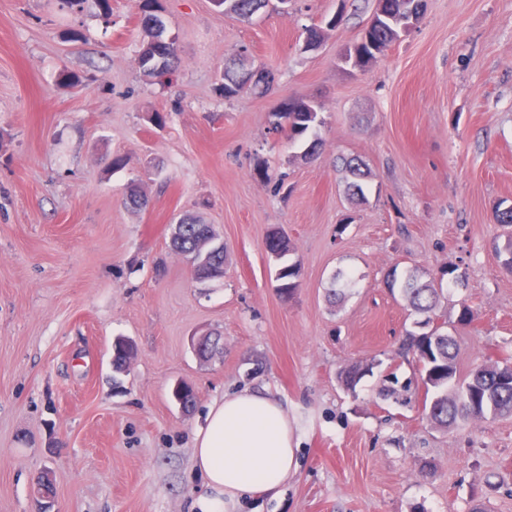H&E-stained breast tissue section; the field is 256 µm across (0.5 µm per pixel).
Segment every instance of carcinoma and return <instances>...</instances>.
Instances as JSON below:
<instances>
[{"label":"carcinoma","instance_id":"cac0c4a2","mask_svg":"<svg viewBox=\"0 0 512 512\" xmlns=\"http://www.w3.org/2000/svg\"><path fill=\"white\" fill-rule=\"evenodd\" d=\"M142 17L145 40L138 51L137 63L143 75L151 82L169 85L177 71V48L175 40H163L157 29L163 27L155 15L157 0H137ZM270 0H212L214 8L229 16L248 19L268 7ZM423 8V0H375L374 10L369 17L362 36L356 42L357 54L352 67L363 69L376 56L387 51L399 38L402 21L410 18ZM274 70L262 66L251 70L224 68L220 75L218 92L226 99L244 92L264 93L276 84ZM324 125L322 106H315L302 98H290L282 102L274 113L272 130L284 133L288 142L303 144L305 149L300 158L308 160L316 155L320 147L318 130ZM345 172L346 189L358 202L367 201L364 186L371 176L365 162L358 157L339 158ZM217 236L209 224H201L191 218H181L174 224L171 246L178 253L198 264L199 252L210 251L213 261L224 265V244L216 242ZM265 245L276 249L281 256L283 273L281 281L287 284V291L280 297L289 300L297 290L300 265L290 260L295 248L291 240L278 230L272 231L265 239ZM456 288L468 287L466 274L460 266L450 265L439 276L423 281L417 270L408 269L401 279L390 280V287H399L403 299L417 320H434L435 310L442 291L443 280ZM355 285L352 276L342 272L333 277L331 292L342 298L344 291ZM416 332H406L407 350L413 352L419 362L420 379H428L426 391L431 393L428 410L431 421L442 428L460 422L479 421L489 416L512 413V386L501 383L502 366L484 363L475 368L462 382L457 381L456 359L459 354L457 340L445 329V324L435 330V348L425 352L419 349Z\"/></svg>","mask_w":512,"mask_h":512}]
</instances>
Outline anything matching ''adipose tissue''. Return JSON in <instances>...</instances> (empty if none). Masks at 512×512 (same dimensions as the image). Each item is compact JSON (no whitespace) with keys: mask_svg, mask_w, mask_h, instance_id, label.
<instances>
[{"mask_svg":"<svg viewBox=\"0 0 512 512\" xmlns=\"http://www.w3.org/2000/svg\"><path fill=\"white\" fill-rule=\"evenodd\" d=\"M192 459L208 488L196 501L200 512H235L248 498L278 496L296 470L288 414L266 392L225 394L209 405Z\"/></svg>","mask_w":512,"mask_h":512,"instance_id":"obj_1","label":"adipose tissue"}]
</instances>
